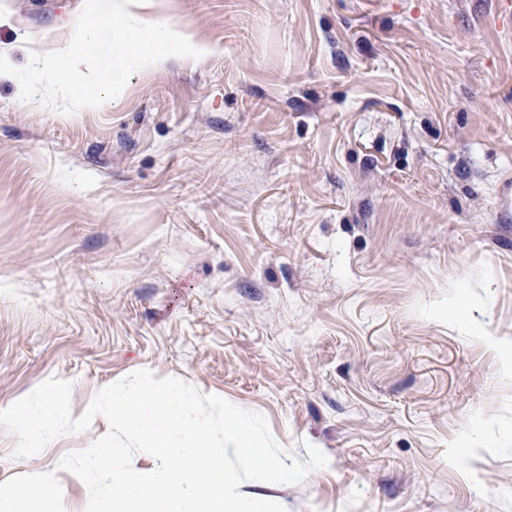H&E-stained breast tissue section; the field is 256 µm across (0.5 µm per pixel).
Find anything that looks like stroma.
I'll return each mask as SVG.
<instances>
[{
    "label": "stroma",
    "instance_id": "obj_1",
    "mask_svg": "<svg viewBox=\"0 0 512 512\" xmlns=\"http://www.w3.org/2000/svg\"><path fill=\"white\" fill-rule=\"evenodd\" d=\"M84 0H0V54ZM204 51L64 115L0 79V407L147 369L329 459L287 512H512L502 0H140ZM106 430L55 440L58 470Z\"/></svg>",
    "mask_w": 512,
    "mask_h": 512
}]
</instances>
